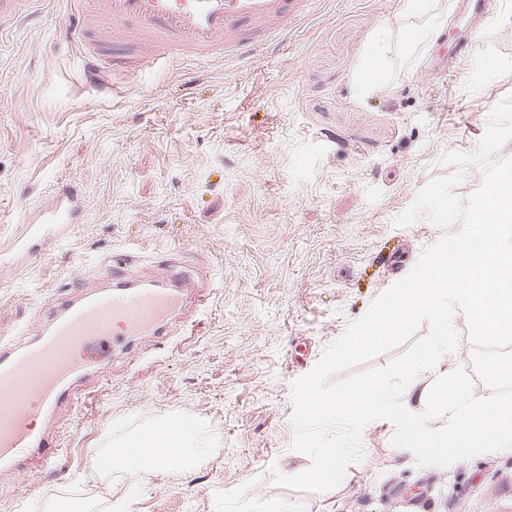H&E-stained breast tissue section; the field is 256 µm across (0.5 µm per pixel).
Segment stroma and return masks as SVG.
<instances>
[{
	"label": "stroma",
	"mask_w": 512,
	"mask_h": 512,
	"mask_svg": "<svg viewBox=\"0 0 512 512\" xmlns=\"http://www.w3.org/2000/svg\"><path fill=\"white\" fill-rule=\"evenodd\" d=\"M72 0H23L0 27V337L24 339L59 290L76 295L105 259L150 278L169 258L207 279V308L145 352L117 354L106 384L61 410L64 455L37 475L0 472V512H512V449L417 466L394 425L369 422L364 457L335 488L303 492L276 474L308 470L293 449V384L372 303L407 276L444 228L394 218L434 180L484 169L444 163L476 152L512 96V0H494L468 37L479 66L453 64L456 0H435L427 52L406 48L405 0H312L267 50L238 60L174 59L86 83L82 49L59 44ZM382 78L363 92L374 52ZM75 185L83 216L18 251L31 212ZM192 423L186 471L129 484L100 457L171 418Z\"/></svg>",
	"instance_id": "obj_1"
}]
</instances>
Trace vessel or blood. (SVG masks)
Returning a JSON list of instances; mask_svg holds the SVG:
<instances>
[{"label": "vessel or blood", "instance_id": "1", "mask_svg": "<svg viewBox=\"0 0 512 512\" xmlns=\"http://www.w3.org/2000/svg\"><path fill=\"white\" fill-rule=\"evenodd\" d=\"M304 0H75L74 23L65 35L78 41L94 35L96 48L82 61L91 84L104 77L103 52L126 45V68L161 66L174 57L197 61L219 55L245 56L263 39L288 32V17ZM82 195L60 183L52 208L39 211L27 225L19 250L31 241L75 223ZM125 258L115 256L99 270L100 285L75 297L59 298L47 323L17 343H0V467L26 475V462L44 468L58 451L48 431L58 411L77 404L80 395L102 383L116 351L153 346L174 335L189 297L205 303L210 291L194 271L163 261L156 278L135 280ZM186 422L172 419L130 440L121 453L124 469L134 473L149 463L167 464L174 456L169 435Z\"/></svg>", "mask_w": 512, "mask_h": 512}]
</instances>
